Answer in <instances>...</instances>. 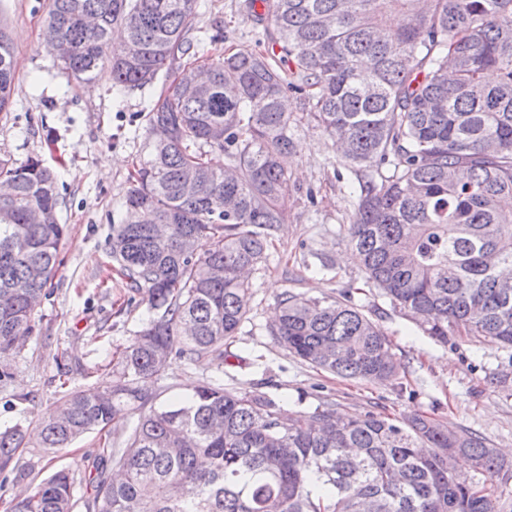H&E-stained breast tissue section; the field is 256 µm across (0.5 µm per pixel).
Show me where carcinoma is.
I'll return each mask as SVG.
<instances>
[{"mask_svg": "<svg viewBox=\"0 0 512 512\" xmlns=\"http://www.w3.org/2000/svg\"><path fill=\"white\" fill-rule=\"evenodd\" d=\"M280 60L212 57L195 35L197 0H49L47 46L63 69L106 73L120 94L164 75L146 108V145L126 216L112 228L117 273L160 312L93 393L71 391L27 439L0 428V475L35 473L78 437L137 415L122 447L104 442L93 493L57 468L9 512H503L505 489L458 471H512L475 434L414 415L332 408L288 415L259 392L207 380L162 401L174 359L222 366L247 313L245 273L286 218L291 127L315 122L355 172L349 238L367 280L430 338L512 348V0H261ZM0 31V112L14 90ZM300 94L301 114L286 94ZM224 152L216 168L208 150ZM0 383L57 270L67 225L56 177L37 156H0ZM271 335L310 366L383 383L398 366L381 328L351 303L284 293Z\"/></svg>", "mask_w": 512, "mask_h": 512, "instance_id": "carcinoma-1", "label": "carcinoma"}]
</instances>
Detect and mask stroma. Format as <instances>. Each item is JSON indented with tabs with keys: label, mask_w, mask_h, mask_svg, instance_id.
Returning <instances> with one entry per match:
<instances>
[{
	"label": "stroma",
	"mask_w": 512,
	"mask_h": 512,
	"mask_svg": "<svg viewBox=\"0 0 512 512\" xmlns=\"http://www.w3.org/2000/svg\"><path fill=\"white\" fill-rule=\"evenodd\" d=\"M244 3L198 0L202 35L221 33L224 48L234 51L265 41V24L253 19L263 4L250 14ZM48 8V0H0V27L17 69L10 109L0 112V156L21 162L38 155L54 169L60 221L68 226L32 337L0 388V424L31 430L64 390H93L94 379L83 377L81 367L108 368L150 316L147 302L116 273L110 237L125 216L130 174L145 154L143 109L151 91L118 96L108 76L86 82L68 75L45 44ZM292 138L287 217L271 229L267 260L250 275L249 311L224 349L225 387L264 393L289 413L329 405L400 420L425 414L482 437L512 461V391L488 381L512 366V351L491 341L444 345L424 336L368 283L347 232L354 173L313 123H298ZM107 158L114 161L108 170ZM286 292L356 304L384 332L400 365L397 376L382 384L343 380L291 355L270 333ZM97 445V434H86L59 459L76 471L87 495Z\"/></svg>",
	"instance_id": "stroma-1"
}]
</instances>
